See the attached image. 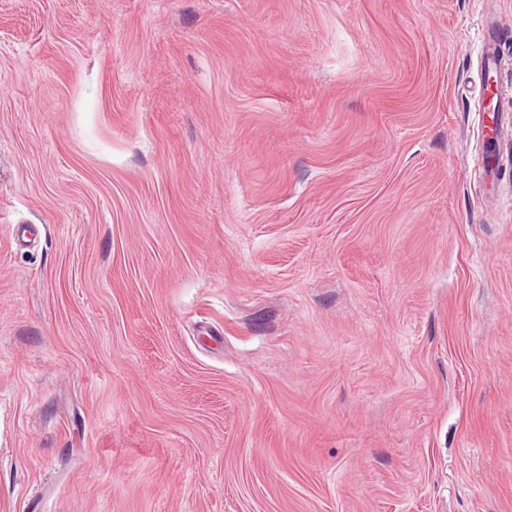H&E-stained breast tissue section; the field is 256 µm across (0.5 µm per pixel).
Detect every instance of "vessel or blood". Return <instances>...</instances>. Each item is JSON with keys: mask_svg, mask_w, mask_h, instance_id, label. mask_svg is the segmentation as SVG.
Instances as JSON below:
<instances>
[{"mask_svg": "<svg viewBox=\"0 0 512 512\" xmlns=\"http://www.w3.org/2000/svg\"><path fill=\"white\" fill-rule=\"evenodd\" d=\"M512 38V24L500 17L487 18L480 32V93L481 125L484 149L474 158L484 181L497 187L503 172L501 145L512 138V110L504 106L503 80L506 63V41Z\"/></svg>", "mask_w": 512, "mask_h": 512, "instance_id": "vessel-or-blood-1", "label": "vessel or blood"}]
</instances>
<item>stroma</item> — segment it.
Here are the masks:
<instances>
[{
  "instance_id": "obj_1",
  "label": "stroma",
  "mask_w": 512,
  "mask_h": 512,
  "mask_svg": "<svg viewBox=\"0 0 512 512\" xmlns=\"http://www.w3.org/2000/svg\"><path fill=\"white\" fill-rule=\"evenodd\" d=\"M491 14L0 0V512H512ZM511 32V24L499 16L487 17L480 32L479 100L483 101L480 119L484 149L475 156L474 166L482 179L496 191L493 199L497 207L502 206L498 196V182L503 172L501 145L512 136V110L504 106L506 89L503 80L508 56L506 40L510 39Z\"/></svg>"
}]
</instances>
